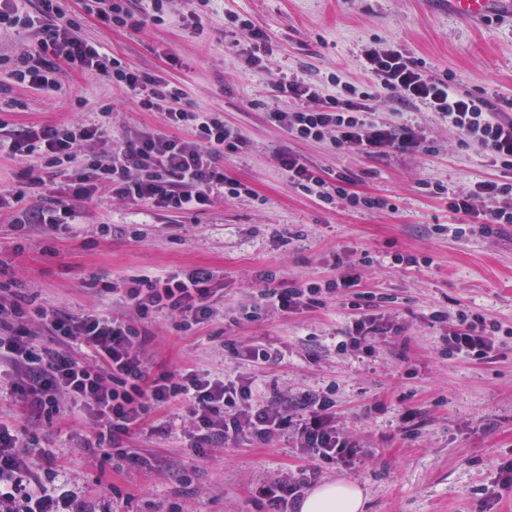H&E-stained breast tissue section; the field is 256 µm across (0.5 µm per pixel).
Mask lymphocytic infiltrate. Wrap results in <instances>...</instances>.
<instances>
[{
    "label": "lymphocytic infiltrate",
    "mask_w": 512,
    "mask_h": 512,
    "mask_svg": "<svg viewBox=\"0 0 512 512\" xmlns=\"http://www.w3.org/2000/svg\"><path fill=\"white\" fill-rule=\"evenodd\" d=\"M165 0H151L150 16L137 15L130 0H80L85 14L115 27L140 28L164 21ZM27 0H0V30H33L38 35L33 51L14 60L9 76L30 87L56 91L63 73L77 71L106 78L136 99L140 110L161 113L170 134L143 132L136 139L108 140L102 124L76 120L60 125L28 127L14 131L6 146L13 157L35 159L44 170L72 167L74 198L93 199L102 183H109L116 198L131 204H150L179 214L200 211L213 195L230 198L250 195V188L228 177L219 162L243 153L249 141L225 124L218 112L184 108L185 92L168 72L143 74L130 70L118 57L75 34L77 21L67 16L60 0H39L28 11ZM367 72L380 86L401 101L420 102L443 118L463 137L464 143L487 151L493 161L512 168V122L491 115L486 102L456 90L447 80L421 69L395 46L369 49L364 54ZM278 97L292 107L268 113L271 123L285 126L299 140H326L332 146H353L368 155L388 151L414 153L423 140L408 126L393 127L373 118L372 95L342 85L336 94H323L319 84L287 79L275 86ZM276 160L291 184L331 203L342 199L353 206L384 208L376 197L348 191L349 180L337 176L327 181L293 153L279 152ZM512 181L477 182L470 194L449 204L453 213L474 215V200L488 208L489 224H512ZM0 212L14 224H38L53 229L74 225L76 212L66 205L44 208L28 205L19 189L0 194ZM277 274H261V289L244 309V317L256 320L276 313L289 316L322 306L326 295L357 286L346 274L321 286L302 283L274 287ZM218 275L213 268L196 266L163 276L132 275L105 284L104 292L118 296V310H99L71 315L45 307H27L22 296L0 289V383L15 402L35 419H53L79 408L93 416L98 427L82 449L91 456L104 447L119 456L124 436L151 428L153 435L169 436L171 423L153 427L151 415L176 401L190 405L194 451L206 456L227 448L248 435L267 444L283 435L295 439L298 448L324 464L352 466L361 450L341 428L330 393L301 391L290 404L281 396L266 397L253 390L248 374L226 375L209 369L180 368L153 371L143 356L139 326L160 314H178L182 329L190 330L217 317L213 302ZM40 319L53 334L52 345L33 342L28 323ZM456 327L445 340V353L480 362L492 360L495 331L473 312L458 310ZM306 411L292 419L291 409ZM45 465L42 476L30 471L32 455ZM54 452L39 445L37 436L15 422L0 420V512H86L84 501L72 489L58 484Z\"/></svg>",
    "instance_id": "f902f5d3"
}]
</instances>
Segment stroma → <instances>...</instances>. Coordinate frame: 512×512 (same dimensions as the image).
I'll return each instance as SVG.
<instances>
[{"instance_id": "stroma-1", "label": "stroma", "mask_w": 512, "mask_h": 512, "mask_svg": "<svg viewBox=\"0 0 512 512\" xmlns=\"http://www.w3.org/2000/svg\"><path fill=\"white\" fill-rule=\"evenodd\" d=\"M78 18L76 34L154 73L169 69L187 92L190 110L220 112L251 147L224 162L225 173L252 196L213 198L196 217L135 207L99 191L73 200L64 178L31 189L30 202L73 204L78 230L68 236L29 224L0 222V263L15 270V288L34 304L79 315L111 307L103 284L129 274L174 273L202 265L224 278L220 312L204 333L186 334L160 315L146 323V349L154 370L181 366L234 372L240 360L227 346L240 341L279 349L281 362L254 369L260 392L290 395L335 387L337 421L362 449L353 467L314 468L292 438L267 444L243 437L231 448L199 457L186 432L125 438L133 453L153 458L154 472L131 460L84 457L80 441L92 432L85 416L34 423L43 446L54 449L59 478L83 492L88 512H263L256 490L286 472L316 470V483L349 481L364 492L363 512H512V486L497 482L512 460V224L461 221L449 198L476 182L500 180L507 169L486 151L462 144L455 129L422 104L404 105L375 89L376 118L409 126L425 150L366 155L325 141H302L272 125L273 89L283 77L363 87L365 48L398 45L451 86L487 101L497 118H512V23H472L448 0H211L195 33L181 20L190 0H171L172 18L141 29L118 28L81 13L79 0H61ZM251 21L270 38L264 75L245 63V45L232 16ZM175 54L180 66L170 67ZM0 65V121L9 129L70 122L76 115L103 120L108 135L132 138L167 133L160 115L143 112L111 82L79 72L44 92L12 83ZM287 149L325 179L344 175L361 196L389 200L385 209L320 201L289 183L275 154ZM444 186V196L424 182ZM112 227L102 234L100 225ZM369 263H362V256ZM413 256L417 266L399 263ZM359 274V288L375 292L377 317L392 330L367 351L336 349L360 311L353 290L330 294L324 306L285 318L242 316L260 273L278 274L275 287L301 281L326 284L344 268ZM467 309L500 327L496 357L480 362L442 356L452 315Z\"/></svg>"}]
</instances>
